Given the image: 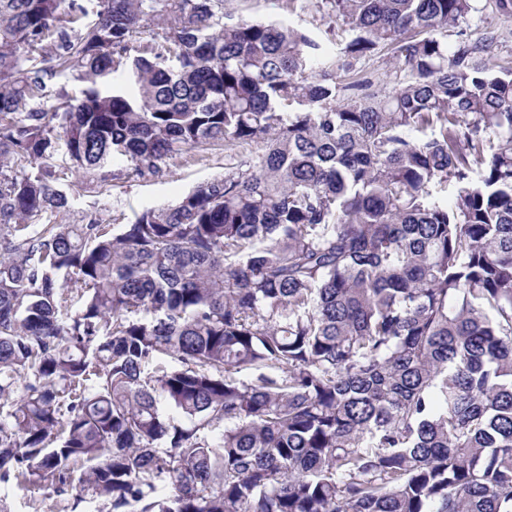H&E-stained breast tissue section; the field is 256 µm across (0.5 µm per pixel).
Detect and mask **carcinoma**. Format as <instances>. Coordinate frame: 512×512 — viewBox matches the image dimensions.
Wrapping results in <instances>:
<instances>
[{"label":"carcinoma","instance_id":"cac0c4a2","mask_svg":"<svg viewBox=\"0 0 512 512\" xmlns=\"http://www.w3.org/2000/svg\"><path fill=\"white\" fill-rule=\"evenodd\" d=\"M315 7L334 56L224 0H0V482L68 512H512V68L462 28L477 0ZM392 57L390 91L347 76ZM244 145L118 228L64 220V163Z\"/></svg>","mask_w":512,"mask_h":512}]
</instances>
